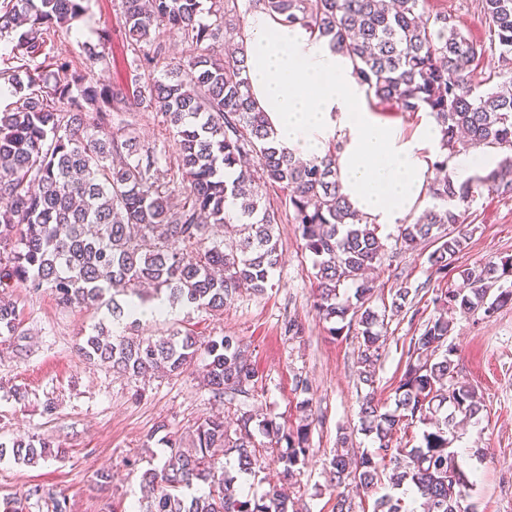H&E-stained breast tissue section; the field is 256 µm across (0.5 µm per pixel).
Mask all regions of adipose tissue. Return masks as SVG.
Instances as JSON below:
<instances>
[{"label":"adipose tissue","mask_w":512,"mask_h":512,"mask_svg":"<svg viewBox=\"0 0 512 512\" xmlns=\"http://www.w3.org/2000/svg\"><path fill=\"white\" fill-rule=\"evenodd\" d=\"M243 46L250 92L282 146L304 158L339 142L343 194L370 223L396 227L416 212L430 176L426 158L441 150L436 122L412 135L380 119L350 61L298 27L250 16Z\"/></svg>","instance_id":"ef3b65f1"}]
</instances>
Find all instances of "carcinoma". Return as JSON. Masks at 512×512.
I'll list each match as a JSON object with an SVG mask.
<instances>
[{
  "instance_id": "carcinoma-1",
  "label": "carcinoma",
  "mask_w": 512,
  "mask_h": 512,
  "mask_svg": "<svg viewBox=\"0 0 512 512\" xmlns=\"http://www.w3.org/2000/svg\"><path fill=\"white\" fill-rule=\"evenodd\" d=\"M86 0H0V41L12 44L0 67V92L17 97L0 111V337L17 335L16 288L49 289L65 308L107 307L116 334L105 322L91 328L80 347L90 361L110 364L128 378L179 375L204 356L203 386L213 397L247 394L258 374L234 336L203 340L190 331L143 337L137 311L156 300L208 311L224 309L246 290L265 292L282 263L279 209L262 203L264 188L277 184L298 225L304 249L316 257L318 315L339 336L361 339L359 383L374 387L382 358L385 315L371 305L366 273L385 256L378 226L341 193L336 144L305 162L281 146L266 113L249 92L243 48L215 53L216 43L238 35V0H121L130 83L104 84L95 67H109L108 31L81 42L89 67L81 72L54 54L48 33L70 30L87 14ZM285 27H300L349 57L353 73L378 103L400 112L429 114L442 134L431 166L440 177L429 186L432 205L401 224L396 245L414 250L435 244L425 282L399 286L391 313L409 310L411 293L448 274L473 229L465 213L475 190L512 196V0H479L489 47L429 0H243ZM178 36L199 55L184 69L174 65L154 76L166 47L157 38ZM498 65L480 74L485 52ZM134 105L153 112L173 131L180 186L161 169L166 151L137 142L114 115ZM488 147L505 157L473 184L455 186L449 162L470 149ZM221 229L220 238L212 229ZM464 287L435 295L437 314L407 347L404 371L388 411L367 393L361 430L377 448L360 457L333 455V512H352L343 488L372 491L393 467L391 489L373 512H475L472 484L449 448L448 432L461 415L475 419L482 404L474 389L456 381L454 350L446 345L447 310L476 311L490 318L512 306V257L460 271ZM355 286L354 298L344 287ZM301 424L286 428L253 409L233 421L212 414L197 424L190 442L162 424L168 448L160 464L140 476L144 512H289L294 501L282 485L245 495L239 474L256 475L260 450L251 429L269 439V450L290 481L313 449L309 445L312 399L298 402ZM424 426L423 444H392L405 422ZM34 466L57 456L54 442L31 434L0 442V459ZM208 490L200 491V485Z\"/></svg>"
}]
</instances>
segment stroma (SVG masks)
<instances>
[{
    "instance_id": "35a3bbf8",
    "label": "stroma",
    "mask_w": 512,
    "mask_h": 512,
    "mask_svg": "<svg viewBox=\"0 0 512 512\" xmlns=\"http://www.w3.org/2000/svg\"><path fill=\"white\" fill-rule=\"evenodd\" d=\"M120 6L121 0H89L91 25L111 31V64L99 73L106 84L130 78ZM467 221L474 232L465 251L444 279L434 281L431 291L420 288L434 249L427 243L377 266L372 273L373 306L390 304L400 271L420 289L415 307L432 316L434 291L461 287L459 267L512 256V198L482 191ZM279 234L283 263L264 294L241 292L220 312L176 307L140 321L139 332L145 336L174 325L207 340L239 337L259 382L249 395L230 403L216 401L203 387L197 366L177 377L132 380L113 373L108 365L87 362L77 347L99 313L60 308L45 289H17L13 298L20 311L18 334L0 344V441L39 433L53 438L63 455L35 466L0 460V500H15L18 512H53L50 497L60 492L70 512H137L140 476L158 465L164 453L153 437L158 425L188 438L206 416L221 412L230 419L237 408L247 406L295 427L301 418L295 381L302 376L312 385L313 453L287 491L297 512H332L328 462L336 452L337 436L346 432L352 452L374 450L371 437L361 430L360 402L370 393L380 406L394 409L406 361L402 346L420 334L422 322L405 314L386 316L385 352L376 382L371 387L360 384L357 339L330 336L313 307V256L305 251L295 224H280ZM288 317L301 323L298 337L285 336L282 323ZM447 344L455 350L457 381L474 388L484 404L478 419L452 441L472 484L471 500L477 512H512V308L489 320L452 313ZM16 388L25 391L24 400L14 399ZM49 401L56 406L50 416L44 412ZM104 469L112 472V488L102 492L96 483ZM35 487L43 488L44 496L32 495Z\"/></svg>"
}]
</instances>
